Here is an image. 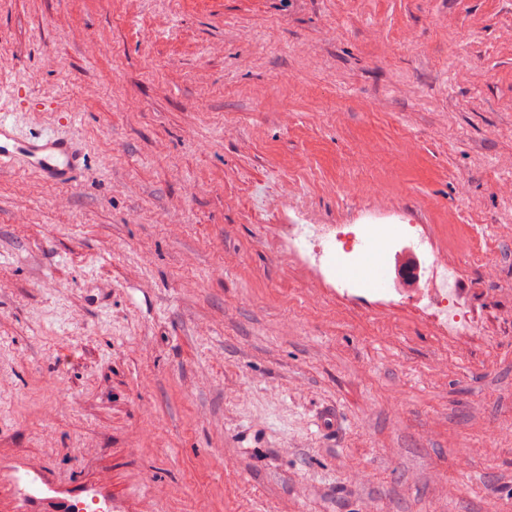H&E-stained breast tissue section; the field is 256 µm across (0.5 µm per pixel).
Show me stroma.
<instances>
[{"instance_id": "1", "label": "stroma", "mask_w": 512, "mask_h": 512, "mask_svg": "<svg viewBox=\"0 0 512 512\" xmlns=\"http://www.w3.org/2000/svg\"><path fill=\"white\" fill-rule=\"evenodd\" d=\"M0 43L87 152L0 173V512H512V0H0ZM369 219L477 334L288 251ZM441 270V272H439ZM424 288L430 305L436 306L433 315L442 326L448 327L449 336H471L467 321L462 316L448 310V260H437L431 267L425 280ZM447 300L446 305L438 306V302ZM459 316V319H456Z\"/></svg>"}]
</instances>
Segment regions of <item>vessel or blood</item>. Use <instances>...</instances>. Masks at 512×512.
I'll use <instances>...</instances> for the list:
<instances>
[{
    "label": "vessel or blood",
    "instance_id": "b4317fda",
    "mask_svg": "<svg viewBox=\"0 0 512 512\" xmlns=\"http://www.w3.org/2000/svg\"><path fill=\"white\" fill-rule=\"evenodd\" d=\"M84 158L80 144L56 131L24 135L17 124L0 119V172L31 169L45 180L73 182Z\"/></svg>",
    "mask_w": 512,
    "mask_h": 512
}]
</instances>
